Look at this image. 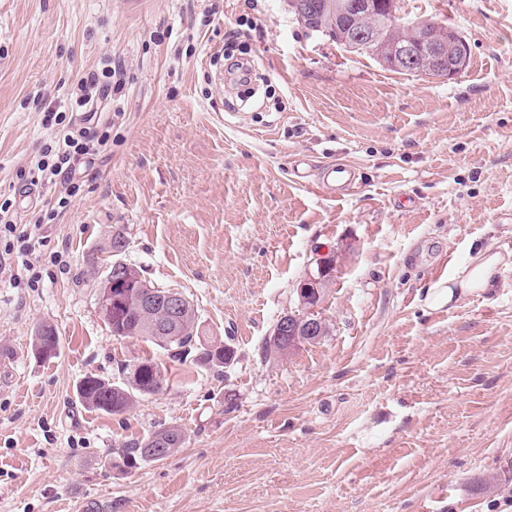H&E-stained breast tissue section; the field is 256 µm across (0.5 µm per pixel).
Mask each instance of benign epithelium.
<instances>
[{
	"instance_id": "obj_1",
	"label": "benign epithelium",
	"mask_w": 512,
	"mask_h": 512,
	"mask_svg": "<svg viewBox=\"0 0 512 512\" xmlns=\"http://www.w3.org/2000/svg\"><path fill=\"white\" fill-rule=\"evenodd\" d=\"M467 57L468 45L465 39L450 32L448 46L437 48L432 56V71L444 78H454L464 71ZM391 60H399L409 67L416 66L415 46L397 47L393 51ZM343 253L342 248L330 249L316 259V267L308 271L297 283L299 310L281 316L273 329L272 337L285 339L289 336H318L322 333L324 319L320 315L319 306L311 303L307 294L320 287L322 277L331 273V268L336 266L335 260L339 259ZM128 287L130 284L120 268L112 270V275L104 279L97 296L98 310L103 318H112V303L118 297V293L125 291Z\"/></svg>"
}]
</instances>
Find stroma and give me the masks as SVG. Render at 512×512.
Here are the masks:
<instances>
[{"instance_id":"35a3bbf8","label":"stroma","mask_w":512,"mask_h":512,"mask_svg":"<svg viewBox=\"0 0 512 512\" xmlns=\"http://www.w3.org/2000/svg\"><path fill=\"white\" fill-rule=\"evenodd\" d=\"M467 41L448 80L390 71L306 29L286 0H0V203L18 223L54 192L20 171L47 108L105 61L111 141L42 227L39 281L0 272V512H512V0H398ZM243 56L253 80L225 69ZM353 164L340 193L321 163ZM121 259L182 293L227 371L116 338L97 284ZM352 245L320 306L329 333L265 356L318 254ZM509 261L487 293L425 305L474 249ZM60 338L33 350L36 327ZM169 387L123 414L84 406L88 376L144 357ZM236 397L234 409L225 393ZM176 424L175 455L115 451ZM33 347L39 358L55 357L60 349L59 336L50 324L41 325L34 336Z\"/></svg>"}]
</instances>
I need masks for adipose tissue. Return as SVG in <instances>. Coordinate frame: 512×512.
I'll return each mask as SVG.
<instances>
[{
  "mask_svg": "<svg viewBox=\"0 0 512 512\" xmlns=\"http://www.w3.org/2000/svg\"><path fill=\"white\" fill-rule=\"evenodd\" d=\"M505 259L491 248H484L456 268L444 288L430 289L426 301L430 306L442 307L458 299L486 291L504 265Z\"/></svg>",
  "mask_w": 512,
  "mask_h": 512,
  "instance_id": "ef3b65f1",
  "label": "adipose tissue"
}]
</instances>
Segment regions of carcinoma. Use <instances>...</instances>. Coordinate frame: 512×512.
<instances>
[{
    "instance_id": "1",
    "label": "carcinoma",
    "mask_w": 512,
    "mask_h": 512,
    "mask_svg": "<svg viewBox=\"0 0 512 512\" xmlns=\"http://www.w3.org/2000/svg\"><path fill=\"white\" fill-rule=\"evenodd\" d=\"M305 27L321 32L345 46L361 30L374 29L373 39L356 50L358 54L387 55L393 44L416 41L414 30L399 24L398 17L376 6V0H311L310 21ZM127 298L112 305V321L107 326L114 337L140 338L171 352L181 359L196 352V364L207 369L229 368L235 358L233 350L224 342L207 341L196 326V310L192 303L179 319L180 331L173 336H157L146 329L140 315L134 289H127ZM33 347L40 358H51L60 349L59 336L50 324L41 325L34 336ZM167 385L166 368L152 358H144L132 365L125 382L115 384L96 377H87L77 388L82 403L112 414L126 412L137 399L156 395ZM184 444V434L177 425L158 429L141 440L118 449L123 466L132 467L140 461H159L177 453Z\"/></svg>"
}]
</instances>
